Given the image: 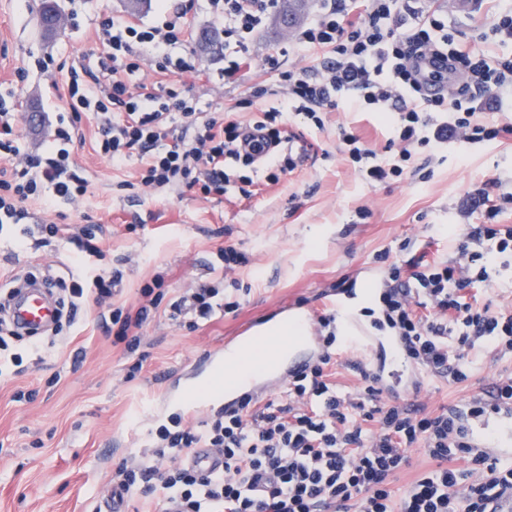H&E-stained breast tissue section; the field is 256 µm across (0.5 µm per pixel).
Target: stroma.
Returning a JSON list of instances; mask_svg holds the SVG:
<instances>
[{
  "label": "stroma",
  "instance_id": "35a3bbf8",
  "mask_svg": "<svg viewBox=\"0 0 512 512\" xmlns=\"http://www.w3.org/2000/svg\"><path fill=\"white\" fill-rule=\"evenodd\" d=\"M430 4L447 14L462 49L471 48L494 23L485 7L463 10L458 0ZM38 8L39 0H0V87L14 86L18 68H27L22 110L45 117L39 127H19L33 151L46 142L56 113L68 109L55 86L64 83L74 59L95 51L94 22L104 14H129L124 0H83L77 24L63 22L47 39ZM290 37L269 20L254 39L251 68L238 84L195 81L203 110L234 106L246 121L256 110L278 106L274 91L282 72L305 63L288 48ZM271 55L278 58L277 68L266 63ZM47 57L53 60L49 72L38 71L36 59ZM259 87L268 93L253 99ZM322 117L320 129L297 117L290 120L311 144L312 159L272 184L266 170H259L247 191L232 187L224 198L206 201L180 189L138 194L118 189V182L134 180L140 162L133 158L116 168L99 157L92 149L95 124L91 115H83V139L73 158L91 179V195L64 207L65 221L80 224L89 215L108 223L106 259L118 262L123 273L117 303L137 304L141 286L159 273L166 302L143 329L152 345L132 379L127 372L135 355L102 335L100 310L91 302L82 308L77 335L57 343L45 359L31 353L26 341L17 342L23 363L0 376V512H96L116 465L141 454L148 431L170 415V396L184 384L209 379L203 355L241 323L284 304L318 307L323 292L336 286L367 288L369 278L383 272L377 260L382 250L401 252L406 260H448L458 242L443 228L460 222V203L488 179L512 183V140H507L472 154L449 153L444 162L432 163L425 182L365 184L341 149L338 128H355L380 150L389 136L385 123L376 113L344 105L325 109ZM363 207L369 210L364 219L358 214ZM227 244L248 259L235 273L238 290L225 292L227 300L238 301V309L193 332L180 328L169 318V302L220 277L215 253ZM72 267L66 242L36 249L19 246L11 232L0 233V270L64 278ZM510 372L512 354L501 357L485 348L475 357L469 381L451 386L430 377L405 397L433 412L462 404ZM21 391L33 393V400L18 399Z\"/></svg>",
  "mask_w": 512,
  "mask_h": 512
}]
</instances>
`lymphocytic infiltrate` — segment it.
I'll list each match as a JSON object with an SVG mask.
<instances>
[{
  "instance_id": "f902f5d3",
  "label": "lymphocytic infiltrate",
  "mask_w": 512,
  "mask_h": 512,
  "mask_svg": "<svg viewBox=\"0 0 512 512\" xmlns=\"http://www.w3.org/2000/svg\"><path fill=\"white\" fill-rule=\"evenodd\" d=\"M158 4L159 17L150 24L111 16L98 21L94 34L103 53L96 65L69 67V109L57 115L44 152H26L17 130L19 96L10 88L0 92V227L22 225L23 235L39 247L66 241L77 270L69 282L44 277L57 291V320L46 338L34 340V351L75 327L89 291L108 311L101 331L135 352L164 297L158 274L140 288L138 307L113 305L123 274L102 264L101 225L38 223L28 209L36 199L50 209L89 195L88 176L71 160L84 113L96 122L94 151L115 166L140 159L135 185L142 189L184 187L205 198L221 197L230 184L229 168L251 163L238 150L242 120L231 112L202 111L198 97L184 88V76L202 71L187 47L191 0ZM277 4L208 0L224 32L225 83H235L250 65L251 43ZM491 33L500 54L480 47L466 52L453 48L447 15L413 0H321L291 42L323 59L283 73L280 104L264 112L260 125L267 140L277 143L286 136L278 122L291 114L317 125L324 108L341 103L380 113L389 127L384 154L353 130H340L345 155L372 185L417 175L413 159L424 150L438 156L511 139L512 120L496 117L504 92L512 91V55L504 52L512 46L511 9L496 12ZM429 59L437 61L436 69L426 67ZM145 62L162 83L137 81ZM429 80L447 84L445 94L420 97ZM509 208L512 190L488 179L460 210L465 217L480 213L481 221L468 227L455 258L421 268L397 259L385 272L382 315L414 364L448 384L468 380L477 347L512 353V311L465 297L468 288L500 281L499 260L512 258V226L499 221ZM169 308L178 326L193 331L235 305L225 301L218 281L189 289ZM317 329L324 338L319 363L290 375L280 398L262 404L248 399L238 410L195 422L171 417L152 431L149 457L113 471L111 494L154 498L164 506L173 501L179 512H324L331 506L341 512H499L512 494V464L477 451L469 421L512 405V376H499L464 405L436 412L396 393L383 402L377 376L364 367L356 392L337 389L325 371L336 350L335 314L321 315ZM196 448L221 453L223 469L196 472L186 462ZM417 448L434 466L394 497L391 485Z\"/></svg>"
}]
</instances>
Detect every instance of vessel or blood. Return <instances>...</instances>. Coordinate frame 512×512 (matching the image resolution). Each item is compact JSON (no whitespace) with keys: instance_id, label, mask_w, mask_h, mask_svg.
I'll return each mask as SVG.
<instances>
[{"instance_id":"1","label":"vessel or blood","mask_w":512,"mask_h":512,"mask_svg":"<svg viewBox=\"0 0 512 512\" xmlns=\"http://www.w3.org/2000/svg\"><path fill=\"white\" fill-rule=\"evenodd\" d=\"M241 146L250 153L255 168H263L278 152L277 146L263 145L255 125L242 129ZM355 291L337 294L327 302L336 314V320L345 339L362 349L370 358H383L378 368L382 387L395 386L412 376L415 364L403 352L397 339L380 343L370 329L352 312ZM55 302L45 288L28 286L9 310L10 320L19 330L42 331L53 321ZM298 328V335H290V328ZM320 336L312 312L281 307L276 313L242 328L236 336L225 339L213 350L217 364L224 368L220 388L210 395L197 393L193 386H186L174 399L180 411L194 416L210 413L219 408L234 409L245 398L260 399L279 390L290 373L303 369L310 353L320 348ZM475 447L489 455L507 458L512 456V406L503 408L496 415L492 428L474 431ZM189 466L200 470L219 469L224 458L209 448L194 449L188 458Z\"/></svg>"}]
</instances>
